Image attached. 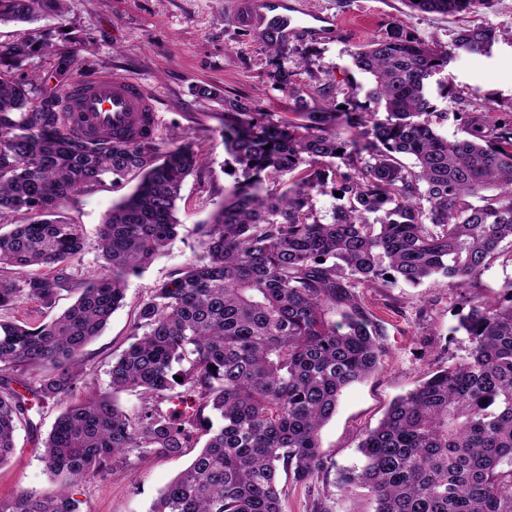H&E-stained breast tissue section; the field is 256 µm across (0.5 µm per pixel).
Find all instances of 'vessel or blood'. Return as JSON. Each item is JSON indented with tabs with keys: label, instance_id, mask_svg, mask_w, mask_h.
Listing matches in <instances>:
<instances>
[{
	"label": "vessel or blood",
	"instance_id": "b4317fda",
	"mask_svg": "<svg viewBox=\"0 0 512 512\" xmlns=\"http://www.w3.org/2000/svg\"><path fill=\"white\" fill-rule=\"evenodd\" d=\"M229 9L237 23L276 42L316 36L323 21L321 15L306 12L300 0H232ZM61 107L67 129L81 136L104 134L120 141L155 131V101L133 79L99 74L75 82Z\"/></svg>",
	"mask_w": 512,
	"mask_h": 512
}]
</instances>
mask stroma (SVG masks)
Returning a JSON list of instances; mask_svg holds the SVG:
<instances>
[{"instance_id":"1","label":"stroma","mask_w":512,"mask_h":512,"mask_svg":"<svg viewBox=\"0 0 512 512\" xmlns=\"http://www.w3.org/2000/svg\"><path fill=\"white\" fill-rule=\"evenodd\" d=\"M310 12L334 17L335 32L327 38L288 44V68L308 104H336L344 95H365L370 80L351 66L350 50L381 38L393 24L427 42L450 47L454 31L465 24L492 20L512 27V0H493L492 8H476L456 17L411 11L404 0H305ZM52 30L45 51L27 59L23 70L39 89L58 93L72 81L107 73L141 82L156 101L160 143L191 142L203 157L184 181L176 216L179 236L140 274L129 276L123 307L105 330L82 352L83 375L73 400L109 391V371L131 342L130 330L141 301L156 285L171 279L201 250L199 228L223 201L238 173L224 149L227 104L239 100L261 112L287 117L294 100L271 77V56L263 40L226 19V0H67L63 17L39 26L0 24V45L31 37L35 28ZM448 76L461 92L460 102H439L450 117L439 131L447 138L463 136L455 114L463 101L493 98L501 107L495 119L512 120V41L499 40L485 55L456 54ZM201 86L220 88L224 98L197 96ZM138 182L128 175L119 184L104 181L73 197L59 209L78 224L85 242L75 276L84 279L99 271L102 260L98 234L106 213L129 195ZM365 305L386 323L387 345L381 369L351 385L340 397L337 411L321 432L322 449L337 467L361 462L362 433L375 427L392 401L428 372L465 357L466 338L453 334L461 309L455 289L431 280L419 287L402 283L363 291ZM62 405H33L16 432L13 456L0 465V500L22 494L46 496L59 484L41 460ZM193 459L192 454L158 457L131 453L126 463L83 481L73 490L81 512H150L158 494ZM283 512H373L363 490H344L335 470L307 484L281 477Z\"/></svg>"}]
</instances>
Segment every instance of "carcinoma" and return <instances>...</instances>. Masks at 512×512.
I'll return each instance as SVG.
<instances>
[{
  "label": "carcinoma",
  "instance_id": "cac0c4a2",
  "mask_svg": "<svg viewBox=\"0 0 512 512\" xmlns=\"http://www.w3.org/2000/svg\"><path fill=\"white\" fill-rule=\"evenodd\" d=\"M404 2L446 16L492 7ZM65 7L0 0V24H36ZM506 36L490 22L464 26L448 51L397 23L356 47L349 56L370 76L368 98L381 114L298 97L297 111L276 119L229 103L224 147L239 177L201 226L202 252L141 303L134 341L112 362V393L58 416L42 453L58 492L0 501V512H79L72 488L128 453L179 456L197 446L151 512H282L280 473L307 484L336 468L320 431L342 390L375 373L386 353L387 329L360 289L434 276L468 309L454 332L467 336L469 356L397 397L363 434L362 465L337 468V482L367 490L373 512H512V279L495 301L466 291L512 241V122L489 120L492 104L472 100L456 113L466 136L450 141L436 129L448 112L429 96L454 52L487 54ZM47 47L41 30L0 46V217L28 215L0 233V310L21 300L50 307L64 288L79 296L48 322L0 318V463L28 411L11 383L34 371L38 386L25 390L38 402L72 395L80 353L122 305L126 277L176 239L182 182L202 164L189 142L162 149L153 138L70 133L59 98L37 97L22 72ZM267 48L271 77L295 95L288 46ZM134 172L139 183L101 225L100 271L75 281L85 240L58 209L109 175L116 184ZM328 189L344 204L322 223L312 198ZM31 267L51 272L9 275ZM128 390L143 398L132 412L114 400Z\"/></svg>",
  "mask_w": 512,
  "mask_h": 512
}]
</instances>
